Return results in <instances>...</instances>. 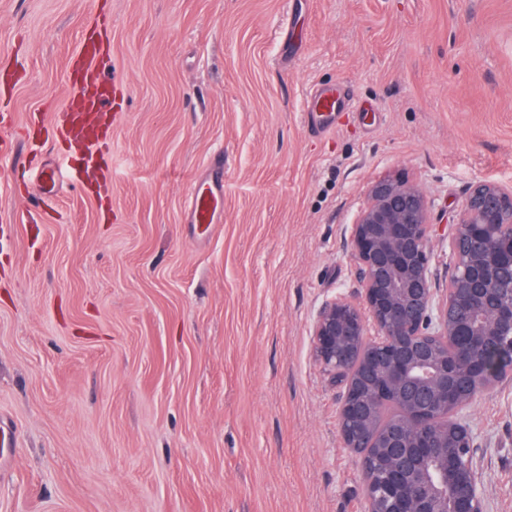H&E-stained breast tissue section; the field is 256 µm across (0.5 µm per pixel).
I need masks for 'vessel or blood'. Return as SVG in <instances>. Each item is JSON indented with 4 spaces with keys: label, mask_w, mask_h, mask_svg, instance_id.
I'll return each mask as SVG.
<instances>
[{
    "label": "vessel or blood",
    "mask_w": 512,
    "mask_h": 512,
    "mask_svg": "<svg viewBox=\"0 0 512 512\" xmlns=\"http://www.w3.org/2000/svg\"><path fill=\"white\" fill-rule=\"evenodd\" d=\"M105 58V48L101 43L92 41L83 45L77 57L78 68L68 79L65 110L53 128L56 135L82 154V170L70 175L75 183L81 182L83 169L96 167L98 163L95 114L109 103L112 92L102 70ZM336 108L335 91L316 89L308 107V124L319 132L332 131ZM223 203L224 172L218 169L194 183L190 193L189 223H213Z\"/></svg>",
    "instance_id": "1"
}]
</instances>
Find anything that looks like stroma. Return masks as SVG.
<instances>
[{"label": "stroma", "instance_id": "1", "mask_svg": "<svg viewBox=\"0 0 512 512\" xmlns=\"http://www.w3.org/2000/svg\"><path fill=\"white\" fill-rule=\"evenodd\" d=\"M93 31L122 108L79 186L40 127ZM315 87L355 102L333 132ZM0 110L28 130L0 184V512H367L310 328L357 292L376 180L427 197L439 299L470 187L512 191V0H0ZM218 155L224 211L189 223ZM464 416L484 512H512V377ZM337 108L336 91L319 88L312 93L308 106L307 122L319 132H330L334 129Z\"/></svg>", "mask_w": 512, "mask_h": 512}]
</instances>
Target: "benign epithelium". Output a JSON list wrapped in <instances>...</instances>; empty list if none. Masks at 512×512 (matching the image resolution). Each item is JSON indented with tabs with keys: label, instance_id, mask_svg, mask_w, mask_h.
<instances>
[{
	"label": "benign epithelium",
	"instance_id": "obj_1",
	"mask_svg": "<svg viewBox=\"0 0 512 512\" xmlns=\"http://www.w3.org/2000/svg\"><path fill=\"white\" fill-rule=\"evenodd\" d=\"M432 225L417 185L375 182L350 227L358 263L355 298L326 299L311 327L315 360L345 388L339 422L346 447L381 460L365 472L369 512H483L463 409L512 375V193L471 187L448 237V289L434 298ZM404 415L382 431L383 394Z\"/></svg>",
	"mask_w": 512,
	"mask_h": 512
}]
</instances>
